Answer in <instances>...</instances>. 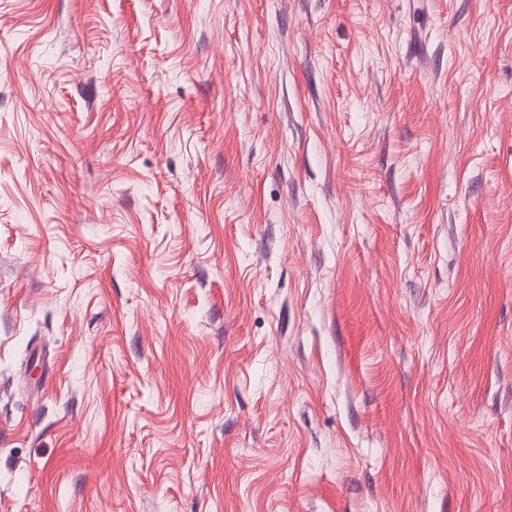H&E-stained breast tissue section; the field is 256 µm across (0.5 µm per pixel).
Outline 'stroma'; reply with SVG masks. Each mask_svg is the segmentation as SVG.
Listing matches in <instances>:
<instances>
[{
	"mask_svg": "<svg viewBox=\"0 0 512 512\" xmlns=\"http://www.w3.org/2000/svg\"><path fill=\"white\" fill-rule=\"evenodd\" d=\"M0 512H512V0H0Z\"/></svg>",
	"mask_w": 512,
	"mask_h": 512,
	"instance_id": "obj_1",
	"label": "stroma"
}]
</instances>
